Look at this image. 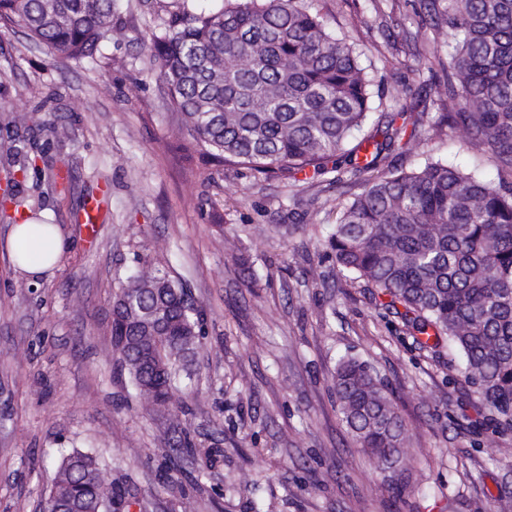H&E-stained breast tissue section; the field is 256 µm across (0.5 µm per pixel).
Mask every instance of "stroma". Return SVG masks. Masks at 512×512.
I'll use <instances>...</instances> for the list:
<instances>
[{
    "label": "stroma",
    "mask_w": 512,
    "mask_h": 512,
    "mask_svg": "<svg viewBox=\"0 0 512 512\" xmlns=\"http://www.w3.org/2000/svg\"><path fill=\"white\" fill-rule=\"evenodd\" d=\"M118 0L112 38L82 63L52 62L0 25V512H40L62 455L111 457L128 512H512V433L461 379L447 348L416 344L379 289L343 276L327 237L359 186L292 182L219 165L193 148L145 40L180 4ZM381 77L386 104L431 88L427 158L496 177L489 156L438 128L448 38L419 0H311ZM31 162L17 172L12 148ZM73 174L59 193L51 177ZM69 244L30 282L7 249L13 196ZM97 203L95 239L83 207ZM183 281L203 339L191 389L146 410L112 346L113 297L146 268ZM347 357L385 378L410 439L402 493L355 447L331 392ZM188 437L194 451L176 448Z\"/></svg>",
    "instance_id": "1"
}]
</instances>
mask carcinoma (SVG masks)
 <instances>
[{
    "label": "carcinoma",
    "mask_w": 512,
    "mask_h": 512,
    "mask_svg": "<svg viewBox=\"0 0 512 512\" xmlns=\"http://www.w3.org/2000/svg\"><path fill=\"white\" fill-rule=\"evenodd\" d=\"M426 2L433 29L454 41L439 123L495 159V183L440 159L396 166L425 133L426 112L413 105L377 113L372 132L355 138L385 90L306 0L182 8L162 19L149 48L193 147L268 178L361 179L328 239L336 266L379 288L421 347L456 350L496 427L512 430V0ZM115 16L116 0H0V24L23 28L58 63L94 59ZM112 312L113 349L139 397L148 406L171 398L191 379L200 345L186 288L159 269L142 272L118 289ZM332 390L353 441L398 488L408 429L384 379L350 357ZM103 465L73 449L49 496L70 512L79 486V512H112L114 491L98 484Z\"/></svg>",
    "instance_id": "obj_1"
}]
</instances>
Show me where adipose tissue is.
Segmentation results:
<instances>
[{"label":"adipose tissue","mask_w":512,"mask_h":512,"mask_svg":"<svg viewBox=\"0 0 512 512\" xmlns=\"http://www.w3.org/2000/svg\"><path fill=\"white\" fill-rule=\"evenodd\" d=\"M7 247L15 267L37 278L56 266L66 241L58 225L43 230L34 221L27 220L12 225Z\"/></svg>","instance_id":"ef3b65f1"}]
</instances>
